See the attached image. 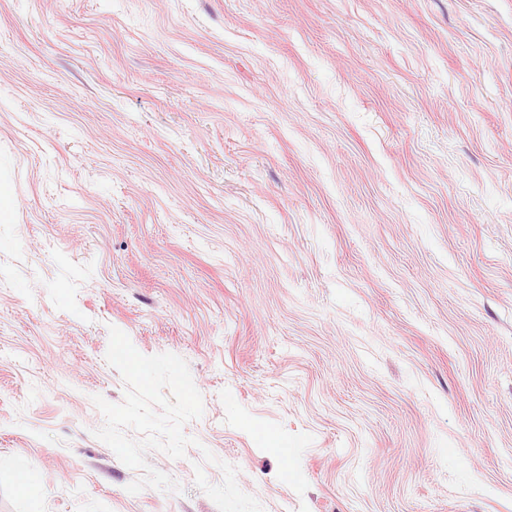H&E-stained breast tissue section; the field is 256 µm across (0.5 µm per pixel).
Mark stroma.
<instances>
[{"label":"stroma","instance_id":"35a3bbf8","mask_svg":"<svg viewBox=\"0 0 512 512\" xmlns=\"http://www.w3.org/2000/svg\"><path fill=\"white\" fill-rule=\"evenodd\" d=\"M0 187V512H218L206 449L263 512H512V0H0ZM113 326L203 397L179 491L94 435ZM252 431L263 447L272 448L280 455L284 463V474L287 477L288 475H294L295 464L288 453V439L272 430L259 428L257 426L253 427Z\"/></svg>","mask_w":512,"mask_h":512}]
</instances>
